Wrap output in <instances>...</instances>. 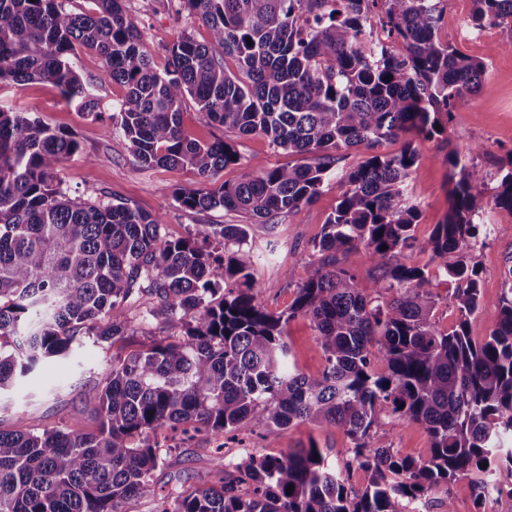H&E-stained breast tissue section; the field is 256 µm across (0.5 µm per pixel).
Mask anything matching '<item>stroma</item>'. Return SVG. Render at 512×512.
I'll list each match as a JSON object with an SVG mask.
<instances>
[{"label":"stroma","instance_id":"35a3bbf8","mask_svg":"<svg viewBox=\"0 0 512 512\" xmlns=\"http://www.w3.org/2000/svg\"><path fill=\"white\" fill-rule=\"evenodd\" d=\"M127 14L140 27L144 42L157 66L168 60V49L181 33H190L197 41L210 42L209 29L200 23L178 17L164 8L160 0H124ZM441 16L440 36L463 53L484 59L488 64L485 92L466 97L445 120V131L433 140L419 143L420 161L409 194L418 203L420 218L414 226L418 241L427 240L437 224L448 214L449 171L445 157L458 152L462 162L477 164L488 174L486 195H493L502 175L512 169V50L501 48L498 31L489 27L482 40L467 36L464 26L472 9V0H437ZM74 62L80 76L90 85L101 103V117L78 111L60 96L57 89L44 82L18 87L0 84V106L30 113L53 128L71 133L81 146V153L63 163L58 179L60 187L73 197H84L87 190L104 193L107 200L123 199L145 212L161 216V234L173 240L188 236L206 224H239L237 212L216 209L196 212L179 208L174 193L193 188L198 178L189 168H146L132 156L123 134L110 119L112 105L124 94L122 87L101 82L102 62L94 52L79 50ZM241 164L231 165L220 175L221 181L234 183L245 173L246 162L261 161L269 167L288 162L306 163L303 155H288L270 146L260 136H242L235 140ZM342 189L329 181L318 199L298 212L279 217L274 231L254 225L249 244L257 256L254 275L263 285L262 305L272 313L287 311L295 297L288 283L289 272L308 278L319 266L320 255L312 244L319 240L327 217L335 210ZM485 223L489 237L478 238L471 249V259L481 272L485 298L495 299L501 291V272L512 257V214L488 207ZM403 262L428 266L432 290L438 297L435 315L444 329L458 321L453 302V286L440 275V260L417 250L404 253ZM176 324L153 321L134 335L111 345L94 343L82 337L73 357L56 359L38 367L26 381L10 393L11 412L0 415V428L12 429L16 416H23L28 429L40 432L67 428L78 432L96 429L95 403L86 398V390L99 382L113 356L144 348L152 341L179 336ZM291 359L304 374H320L325 365L324 351L308 318L299 316L288 324ZM160 460L153 478L164 493H176L188 486L218 485L221 467H233L249 453L278 455L291 448L317 443L327 450L328 460L344 467L351 458L352 442L341 428H321L309 423L296 424L270 432L262 428L239 434L213 437L206 432L184 434L165 431L159 437ZM372 446L393 448L401 455L426 460L431 455V438L418 424L399 425L382 416L370 432ZM223 466H216V458Z\"/></svg>","mask_w":512,"mask_h":512}]
</instances>
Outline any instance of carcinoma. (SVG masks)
<instances>
[{"label": "carcinoma", "mask_w": 512, "mask_h": 512, "mask_svg": "<svg viewBox=\"0 0 512 512\" xmlns=\"http://www.w3.org/2000/svg\"><path fill=\"white\" fill-rule=\"evenodd\" d=\"M89 2L77 12L66 0H0V83H49L95 114L99 102L72 60L78 46L95 52L101 80L124 88L112 121L133 157L193 170L201 186L176 192L179 206L237 211L248 223L166 240L161 217L125 200L105 203L93 189L72 199L55 181L78 141L0 107V414L11 409L5 392L85 335L113 344L160 316L183 329L175 341L112 357L87 392L99 406L96 431L34 433L20 416L0 429V512H125L127 502L156 496L158 432L218 437L306 421L345 430L353 448L344 470L314 442L281 456L247 454L220 488L162 496L160 512H406L461 475L474 477L479 500L489 486L512 495V257L492 301L469 257L488 231L489 205L512 214V170L489 199L486 175L449 155L448 216L420 243L412 233L420 210L406 194L418 147L374 152L405 133L434 138L441 115L485 89L486 62L441 40L435 0H179L176 13L207 26L212 45L183 32L162 68L122 0ZM473 3L469 26L497 27L512 49V0ZM188 98L224 132L263 136L313 162H256L238 182H218L241 157L225 138L185 133ZM357 146L370 154L338 169L339 152ZM333 177L343 191L313 244L319 267L296 284L288 311L272 314L259 301L251 225L313 203ZM359 249L373 265L368 284L342 266ZM414 249L452 257L443 266L459 312L450 331L435 317L427 267L399 260ZM488 306L494 325L476 341L469 317ZM298 316L324 351L318 376L291 364L286 328ZM382 412L423 425L430 458L373 447ZM355 468L370 473L359 492L349 486Z\"/></svg>", "instance_id": "1"}]
</instances>
